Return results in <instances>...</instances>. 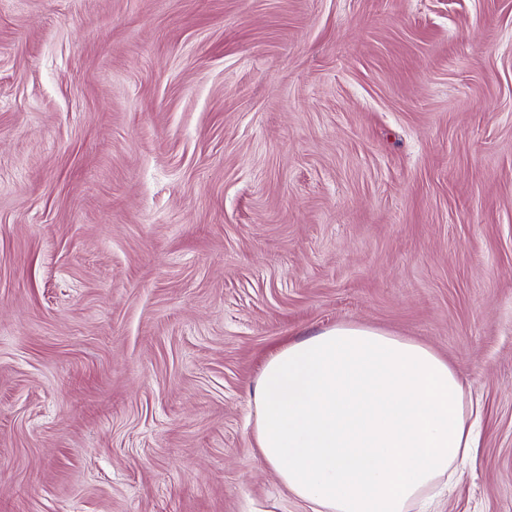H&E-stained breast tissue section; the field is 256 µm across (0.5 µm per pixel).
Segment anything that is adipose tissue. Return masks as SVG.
Returning a JSON list of instances; mask_svg holds the SVG:
<instances>
[{
  "mask_svg": "<svg viewBox=\"0 0 512 512\" xmlns=\"http://www.w3.org/2000/svg\"><path fill=\"white\" fill-rule=\"evenodd\" d=\"M252 398L262 463L312 512H435L475 446L447 361L368 326L288 343L262 367Z\"/></svg>",
  "mask_w": 512,
  "mask_h": 512,
  "instance_id": "obj_1",
  "label": "adipose tissue"
}]
</instances>
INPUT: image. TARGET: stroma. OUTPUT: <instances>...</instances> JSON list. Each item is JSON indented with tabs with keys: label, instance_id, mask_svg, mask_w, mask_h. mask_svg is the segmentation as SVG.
<instances>
[{
	"label": "stroma",
	"instance_id": "stroma-1",
	"mask_svg": "<svg viewBox=\"0 0 512 512\" xmlns=\"http://www.w3.org/2000/svg\"><path fill=\"white\" fill-rule=\"evenodd\" d=\"M342 323L512 512V0H0V512H308L251 390Z\"/></svg>",
	"mask_w": 512,
	"mask_h": 512
}]
</instances>
